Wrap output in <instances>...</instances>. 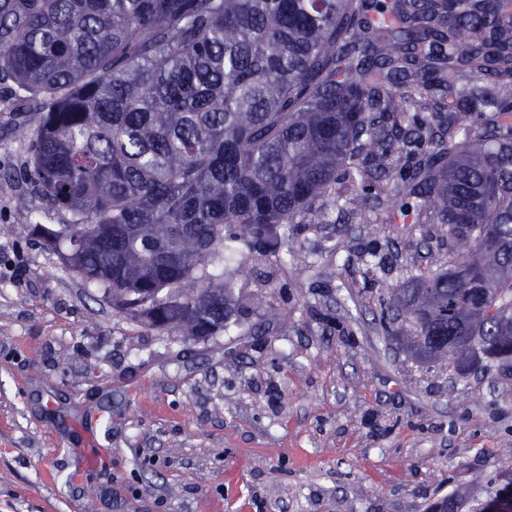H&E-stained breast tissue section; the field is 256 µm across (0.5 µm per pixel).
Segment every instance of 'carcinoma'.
<instances>
[{"mask_svg":"<svg viewBox=\"0 0 512 512\" xmlns=\"http://www.w3.org/2000/svg\"><path fill=\"white\" fill-rule=\"evenodd\" d=\"M0 75L67 216L34 230L113 309L226 334L241 250L339 209L445 228L448 267L393 291L413 359L512 368V0H0Z\"/></svg>","mask_w":512,"mask_h":512,"instance_id":"cac0c4a2","label":"carcinoma"}]
</instances>
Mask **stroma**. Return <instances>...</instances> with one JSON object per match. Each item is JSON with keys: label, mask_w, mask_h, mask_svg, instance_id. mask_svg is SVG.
<instances>
[{"label": "stroma", "mask_w": 512, "mask_h": 512, "mask_svg": "<svg viewBox=\"0 0 512 512\" xmlns=\"http://www.w3.org/2000/svg\"><path fill=\"white\" fill-rule=\"evenodd\" d=\"M28 102L0 80V512H425L512 466V373L461 377L384 330L448 259L437 224H297L248 256L242 338L113 310L46 249L23 176ZM374 271H367V262Z\"/></svg>", "instance_id": "obj_1"}]
</instances>
